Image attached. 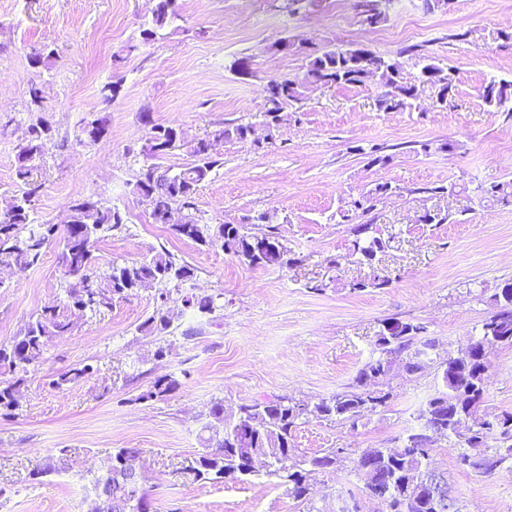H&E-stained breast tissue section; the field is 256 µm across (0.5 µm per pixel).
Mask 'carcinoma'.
<instances>
[{
    "mask_svg": "<svg viewBox=\"0 0 512 512\" xmlns=\"http://www.w3.org/2000/svg\"><path fill=\"white\" fill-rule=\"evenodd\" d=\"M178 16L177 0H156L152 26L140 32L142 41H154L157 30ZM285 42L294 52L305 54L306 70L300 78H272L263 87L262 124L270 145L274 130L288 117L295 116L294 106L313 86L354 85L368 78L375 79L388 88L380 107L389 112L412 110L419 82L435 88L442 105L452 102L454 69L429 58L422 59L419 76L413 81L406 77L398 60L361 46L311 50L288 38ZM483 99L488 106L500 108L512 100V80L490 81L484 87ZM141 120L149 126L145 156L167 155L182 147L176 127L153 122L147 112ZM107 125V117H97L86 122L81 133L95 141ZM254 127L253 123H240L214 130L190 146L192 163L175 172L155 163H143L132 192L151 197V216L157 224L165 223L168 212L183 210L184 223L171 225V230L180 237L199 246L218 247L252 268L284 267L290 264L289 250L274 227L246 235L236 224H209L195 203L200 186L221 165L210 151L211 141H249L252 146L262 148L264 144L254 139ZM53 137L54 128L46 118L38 116L30 121L17 156L18 195L10 210L0 211V268L24 272L38 265L45 250L56 243L63 290V297L37 313L11 343L0 344V416L4 417L15 415L19 409L26 375L29 369L44 361L49 344L70 335L89 314L97 316L110 311L115 302L142 288H151L155 291L156 308L136 331L163 338L173 333L174 305L178 303L184 309L209 315L224 308L220 293L199 295L180 287L194 278L195 268L166 249L143 262L114 261L102 272L94 270L97 242L123 224L118 208L100 198L87 196L73 200L62 230L55 224L39 222L33 202L43 189V182L34 177L33 170L44 146ZM511 198L512 181L477 188L480 204H507ZM354 236L349 256L361 264L373 265L383 247L381 238L374 235L373 225H358ZM389 284L390 278L374 270L352 281L349 288L355 293ZM488 306L474 337L475 353L468 357L445 359L436 353L437 342L427 335L426 326L386 318L374 336L378 357L359 369L344 391L329 399L316 402L289 396L257 399L238 405L230 413L225 411L224 401L214 402L203 425V430L208 432L207 445L192 467L194 478L219 484L264 474L277 479V485L285 487L288 497L302 512H315V475L328 472L347 449L327 448L311 456L300 455L294 448L295 431L314 419L353 428L360 420L386 408L397 377L392 358L400 356L405 360L404 371L409 377L435 366L443 369L442 386L420 408L417 426L407 431L401 445L363 449L351 458L354 472L364 482L365 495L384 503L386 512H460L447 481L430 467L433 431L441 432L442 437L459 448L456 464L461 469L487 474L490 465L512 463V412L494 413L484 407L490 355L498 347H512V282L497 289ZM91 371L89 364L74 367L51 379L49 385L59 389L81 380ZM180 386L175 376L165 375L157 378L138 400L162 399ZM141 454L139 448H118L107 464L91 473L92 502L96 505L92 512H150L146 477L134 470ZM67 471L65 449L60 448L35 476L41 478Z\"/></svg>",
    "mask_w": 512,
    "mask_h": 512,
    "instance_id": "1",
    "label": "carcinoma"
}]
</instances>
